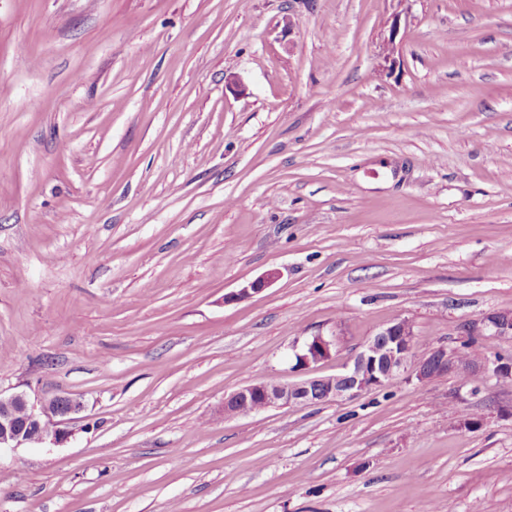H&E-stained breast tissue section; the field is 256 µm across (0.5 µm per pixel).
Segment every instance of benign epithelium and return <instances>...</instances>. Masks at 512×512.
<instances>
[{"instance_id": "1", "label": "benign epithelium", "mask_w": 512, "mask_h": 512, "mask_svg": "<svg viewBox=\"0 0 512 512\" xmlns=\"http://www.w3.org/2000/svg\"><path fill=\"white\" fill-rule=\"evenodd\" d=\"M276 278L277 272L270 271L238 292L225 296L224 301L241 300L260 292ZM461 333L469 339L511 337L512 313L494 312L480 320L467 322L461 327ZM336 344L337 341L320 335L312 337L296 354L298 366L308 367L328 358ZM486 373L511 380L512 358L494 356L470 362L458 359L456 353L444 347H436L418 359L413 328L407 320L399 319L371 337L343 371L299 381L269 377L251 382L224 397V416L240 415L250 407L261 411L285 405L310 406L353 399L411 376L421 383L454 376L462 384L469 385ZM80 409V403L69 396H56L37 407L23 393L0 395V453L25 444L63 440L65 432L59 425Z\"/></svg>"}]
</instances>
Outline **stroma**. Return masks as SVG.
I'll list each match as a JSON object with an SVG mask.
<instances>
[{"label":"stroma","instance_id":"stroma-1","mask_svg":"<svg viewBox=\"0 0 512 512\" xmlns=\"http://www.w3.org/2000/svg\"><path fill=\"white\" fill-rule=\"evenodd\" d=\"M502 254L512 0H0V393L82 405L0 454V512H512L492 375L222 413L399 319L512 356L460 334L512 311ZM336 344V340H328L320 335L313 336L304 344L301 353H296V360L299 362L296 366L309 367L319 363L330 356L331 349Z\"/></svg>","mask_w":512,"mask_h":512}]
</instances>
